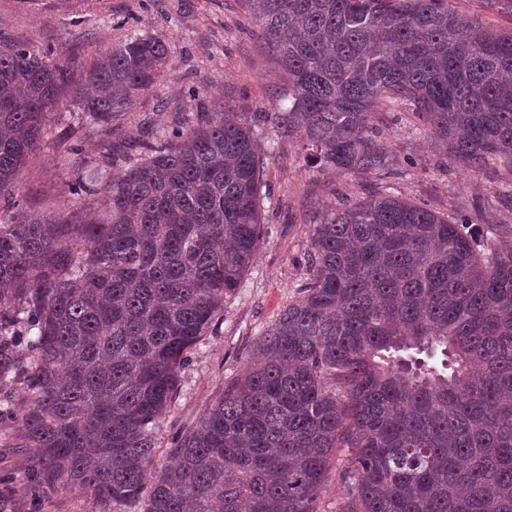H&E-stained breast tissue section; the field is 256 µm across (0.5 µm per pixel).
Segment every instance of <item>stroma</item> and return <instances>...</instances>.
I'll return each instance as SVG.
<instances>
[{
	"label": "stroma",
	"instance_id": "stroma-1",
	"mask_svg": "<svg viewBox=\"0 0 512 512\" xmlns=\"http://www.w3.org/2000/svg\"><path fill=\"white\" fill-rule=\"evenodd\" d=\"M139 36L165 41L174 71L123 114L113 140L168 124L163 101L185 99L192 88L211 109L267 112L283 86L279 70L260 49L259 31L243 0H0V45L44 50L50 62L70 65L78 83L98 56ZM377 132L391 158L383 175L307 166L288 142L267 157L266 234L241 288L225 299L219 321L180 375L177 397L161 422L158 459L166 458L172 439L202 416L224 383L241 374L261 331L298 299L312 217L384 190L481 223L477 204L499 188L497 175L475 177L457 168L401 108L384 111ZM105 138L101 128L73 121L55 129L16 175L14 194L23 212L51 224H77L103 214L105 193L78 209L69 181L76 162L100 158Z\"/></svg>",
	"mask_w": 512,
	"mask_h": 512
}]
</instances>
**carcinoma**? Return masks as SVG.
Segmentation results:
<instances>
[{
	"label": "carcinoma",
	"instance_id": "cac0c4a2",
	"mask_svg": "<svg viewBox=\"0 0 512 512\" xmlns=\"http://www.w3.org/2000/svg\"><path fill=\"white\" fill-rule=\"evenodd\" d=\"M254 20L288 108L211 112L188 91L192 122L175 101L148 140L72 169L77 199L109 197L81 224L19 217L17 172L52 122L112 128L170 49H112L86 73L92 96L33 48L0 50V425L31 450L28 494L67 487L91 512H321L347 448L336 512H512V247L490 220L512 193L481 207L483 228L389 193L314 220L300 297L153 469L180 374L264 235L266 133L377 174L388 100L452 163L512 183V32L444 0H261ZM63 93L78 111H57ZM347 456L348 452L346 450L338 453V460L335 462V465L330 472L327 488L323 493L320 502V509L325 512L336 511V503L339 502L344 495L345 489L338 478V473L346 466L347 461L345 459Z\"/></svg>",
	"mask_w": 512,
	"mask_h": 512
}]
</instances>
